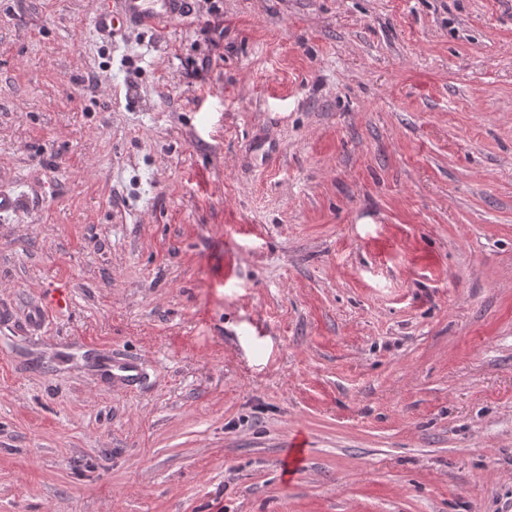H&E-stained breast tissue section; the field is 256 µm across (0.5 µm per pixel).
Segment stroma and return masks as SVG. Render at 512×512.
<instances>
[{
    "mask_svg": "<svg viewBox=\"0 0 512 512\" xmlns=\"http://www.w3.org/2000/svg\"><path fill=\"white\" fill-rule=\"evenodd\" d=\"M97 6L0 0V512H512V0ZM101 0L93 21L97 30L112 24L113 5L119 4L129 22L151 28H162L167 23L185 18L190 0Z\"/></svg>",
    "mask_w": 512,
    "mask_h": 512,
    "instance_id": "stroma-1",
    "label": "stroma"
}]
</instances>
